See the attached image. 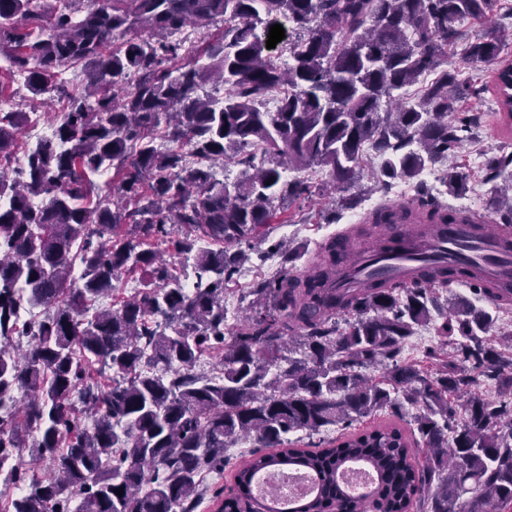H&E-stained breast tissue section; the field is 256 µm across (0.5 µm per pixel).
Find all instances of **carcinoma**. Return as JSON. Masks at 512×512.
<instances>
[{"mask_svg": "<svg viewBox=\"0 0 512 512\" xmlns=\"http://www.w3.org/2000/svg\"><path fill=\"white\" fill-rule=\"evenodd\" d=\"M497 3L0 0V61L26 74L32 109L52 95L65 101L43 113L52 136L27 147L18 140L27 113L0 110V462L13 461L3 483L21 489L7 512H197L202 475L224 473L241 438L258 448L220 512H512V341L487 338L490 312L450 303L437 333L452 347L427 353L436 370L405 364V340L441 313L433 289L329 292L340 266L333 236L305 275L285 270L249 289L255 315L244 325L230 330L224 317V292L246 260L240 246L267 224L291 223L285 201L312 196L307 179L283 178L286 165L318 168L347 191L369 142L377 183L414 180L416 195L401 211L379 205L351 233L375 240L388 224L423 233L455 219L419 176L478 124L448 88L479 101L487 86L441 65L460 25L488 19ZM219 21V35L187 55L179 33ZM274 24L297 35L284 66L266 48ZM503 42L491 30L466 41L464 57L494 60ZM77 67L82 89L71 92L58 75ZM427 73L418 100L381 110ZM208 83L224 94L200 96ZM505 87L511 63L495 94L512 118ZM226 161L244 177L216 180ZM511 166L512 152L486 157V181ZM444 184L455 193L465 179L450 166ZM508 191L494 210L512 237V182ZM357 203L341 196L328 223ZM163 248L194 254L192 290ZM136 273L141 292L87 316ZM470 291L512 305L480 281ZM205 354L216 370L197 369ZM480 382L497 398L471 394ZM460 399L466 420L455 428ZM406 403L418 408L409 421ZM379 412L393 420L352 430ZM330 426L339 434L327 441ZM291 432L307 448L291 445ZM26 448L49 458L53 475L30 473ZM352 460L376 474L359 500L338 481ZM269 468L311 473L314 492L280 510L253 492Z\"/></svg>", "mask_w": 512, "mask_h": 512, "instance_id": "1", "label": "carcinoma"}]
</instances>
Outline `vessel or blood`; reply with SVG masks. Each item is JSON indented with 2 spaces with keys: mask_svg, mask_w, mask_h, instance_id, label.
I'll use <instances>...</instances> for the list:
<instances>
[{
  "mask_svg": "<svg viewBox=\"0 0 512 512\" xmlns=\"http://www.w3.org/2000/svg\"><path fill=\"white\" fill-rule=\"evenodd\" d=\"M342 248L347 258L341 277L333 283L340 292L382 281L415 284L430 265L446 266L452 285H469L475 274L491 285L512 283V245L505 243L487 215L435 225L425 236L403 227L371 244L343 241Z\"/></svg>",
  "mask_w": 512,
  "mask_h": 512,
  "instance_id": "b4317fda",
  "label": "vessel or blood"
}]
</instances>
